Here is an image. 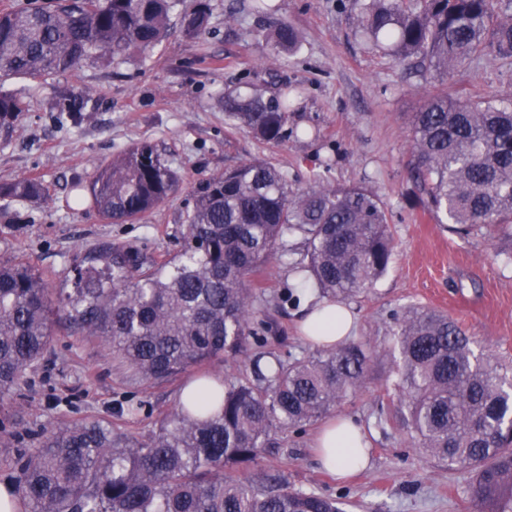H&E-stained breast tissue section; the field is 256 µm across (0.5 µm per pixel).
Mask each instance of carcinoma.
Returning a JSON list of instances; mask_svg holds the SVG:
<instances>
[{
	"label": "carcinoma",
	"mask_w": 512,
	"mask_h": 512,
	"mask_svg": "<svg viewBox=\"0 0 512 512\" xmlns=\"http://www.w3.org/2000/svg\"><path fill=\"white\" fill-rule=\"evenodd\" d=\"M176 0H28L0 12V76L31 89L97 55L120 63L155 49L172 27ZM357 28L374 47L440 74L475 56L512 57V0H354ZM209 0H193L182 32H205ZM274 42H299L286 22ZM86 90L56 92V111L80 120ZM225 115L265 142L288 136L285 84L220 93ZM25 97L0 88V142L11 141ZM412 177L436 223L462 239L492 228L512 265V107L432 94L412 121ZM179 176L158 150L135 143L86 182L76 202L100 219H142L175 193ZM0 200L46 202L31 177L0 183ZM175 257L144 268L138 249L104 246L105 268H75V288L49 287L22 259L0 260V400L39 364L63 313L72 336L102 341L134 384L198 372L197 392L132 437L102 420L50 429L19 462L18 492L30 512H343L341 502L295 488L283 476H231L256 463L271 438L335 412L365 384L376 356L364 342L301 358L260 353L252 371L224 377L216 365L258 340L257 277L288 235L305 254L291 270L303 291L333 302L368 292L393 246L384 202L361 186L296 192L286 174L255 159L204 181ZM396 388L414 443L448 467L475 473L473 495L488 512H512V369L474 354L444 314L411 310L399 322Z\"/></svg>",
	"instance_id": "carcinoma-1"
}]
</instances>
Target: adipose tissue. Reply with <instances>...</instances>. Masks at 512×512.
<instances>
[{
	"instance_id": "ef3b65f1",
	"label": "adipose tissue",
	"mask_w": 512,
	"mask_h": 512,
	"mask_svg": "<svg viewBox=\"0 0 512 512\" xmlns=\"http://www.w3.org/2000/svg\"><path fill=\"white\" fill-rule=\"evenodd\" d=\"M301 331L309 343L331 347L350 340L356 325L345 305L313 298L307 303ZM315 448L317 461L340 476L366 467L369 461L363 429L351 417L330 422L317 436Z\"/></svg>"
}]
</instances>
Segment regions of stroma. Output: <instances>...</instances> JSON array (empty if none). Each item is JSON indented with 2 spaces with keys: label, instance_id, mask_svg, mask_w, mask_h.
<instances>
[{
  "label": "stroma",
  "instance_id": "1",
  "mask_svg": "<svg viewBox=\"0 0 512 512\" xmlns=\"http://www.w3.org/2000/svg\"><path fill=\"white\" fill-rule=\"evenodd\" d=\"M275 2V15L261 16L253 0H211L202 36L187 38L177 27L127 63L94 58L32 91L14 139L0 143V183L37 178L52 199L0 201V258L32 262L54 288L70 287L74 261L97 257L111 242L136 247L146 264L165 261L183 244V217L199 183L255 158L281 168L295 189H371L387 206L395 252L375 288L348 301L355 339L377 360L362 391L338 409L363 425L370 465L345 480L323 470L312 450L314 424L273 440L257 467L338 499L344 512H480L469 469L438 465L402 426L391 349L403 316L428 309L456 320L475 350L512 363V267L494 257L484 235L463 240L435 223L410 176L412 113L444 87L463 100L512 105V60L487 54L443 79L428 65L405 67L369 49L356 33L352 0ZM278 21L298 30L293 50L276 47L271 32ZM262 78L287 81L295 93L289 134L278 144L259 142L228 120L217 99ZM56 86L92 90L79 125L57 121ZM141 141L155 145L181 178L166 204L144 220L112 224L75 203L73 182ZM280 252L263 273L260 348L303 357L312 348L299 332L302 305L286 299L291 267L303 257L300 238L285 237ZM185 383L182 376L130 383L113 368L108 346L69 335L57 317L42 363L0 401V483H15L18 455L39 447L54 426L103 419L130 436L148 435L175 408ZM130 404L140 405L139 415L125 413Z\"/></svg>",
  "mask_w": 512,
  "mask_h": 512
}]
</instances>
